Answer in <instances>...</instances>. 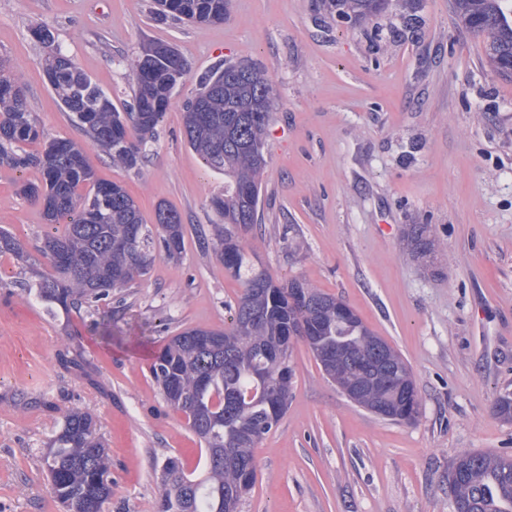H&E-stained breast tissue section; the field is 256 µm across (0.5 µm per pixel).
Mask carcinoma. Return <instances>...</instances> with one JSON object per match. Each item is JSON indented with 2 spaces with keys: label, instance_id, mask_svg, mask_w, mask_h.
Listing matches in <instances>:
<instances>
[{
  "label": "carcinoma",
  "instance_id": "obj_1",
  "mask_svg": "<svg viewBox=\"0 0 512 512\" xmlns=\"http://www.w3.org/2000/svg\"><path fill=\"white\" fill-rule=\"evenodd\" d=\"M330 8L365 17L388 8L389 0H325ZM228 0H169V13L195 23H220ZM464 24L477 27L486 40L494 71L512 79V0H453ZM44 60L49 86L69 117L112 159L137 167L155 127L171 104L177 81L188 73L180 56L143 48L134 64L138 87L129 112H120L112 98L84 74L53 42ZM201 91L186 104L184 132L189 146L212 168L224 172V196L212 203L224 223L198 232L202 250L210 251L224 270L238 280L242 293L232 306L224 331L190 328L162 346L150 374L164 401L181 412L206 452L201 478L185 474L179 462L166 461L159 474L162 500L175 499L181 512H217L219 500H240L255 481H243L242 465L256 466L252 448L277 427L288 406L293 369L289 351L276 357L285 336L309 338L313 353L334 350L349 359L335 379L342 390L356 393L358 404L378 407L391 421H411L419 413L420 396L402 356L388 347L379 360L373 341L379 340L359 315L343 301L306 282H282L255 263L244 237L259 216L261 177L266 167L265 143L274 98L270 80L256 64H226L202 78ZM22 143H39L27 152ZM0 165L23 172L40 170V183H24V196L42 202L50 225L36 250L52 272H33L28 279L0 276V288L16 284L53 313L88 309L114 292H122L144 277L159 256L175 258L184 247L180 214L156 209L154 224H146L126 190L112 182L93 181L84 149L69 140H44L27 105L24 87L0 61ZM88 193H81L86 185ZM416 254L430 256L432 230L415 225L409 232ZM23 259L24 244L0 229V256ZM222 337L212 350L199 342L204 334ZM251 437L241 439L237 425ZM52 476L51 494L67 512H90L97 496L98 512L112 500V464L97 422L87 411L70 410L43 456ZM462 468L458 494L465 512H512V456L467 453L449 468Z\"/></svg>",
  "mask_w": 512,
  "mask_h": 512
}]
</instances>
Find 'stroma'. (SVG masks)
Segmentation results:
<instances>
[{"instance_id":"35a3bbf8","label":"stroma","mask_w":512,"mask_h":512,"mask_svg":"<svg viewBox=\"0 0 512 512\" xmlns=\"http://www.w3.org/2000/svg\"><path fill=\"white\" fill-rule=\"evenodd\" d=\"M153 0H0V58L26 89L49 139L83 146L95 178L124 186L145 223L158 205L186 226L184 250L159 257L121 300L46 310L0 288V512H63L43 453L64 412L92 413L112 459L110 512H161L167 459L204 473V449L166 404L150 366L188 328L221 330L242 292L199 228L223 223L211 199L224 174L188 145L184 103L199 78L252 62L274 88L256 229L247 245L283 280L342 299L410 367L418 417L395 422L355 404L295 340L288 409L254 449L255 486L240 512H454L448 469L461 455H512V81L452 0H392L363 19L320 0H229L215 24L158 18ZM42 24L77 67L125 110L143 46L173 47L189 73L143 161L112 164L45 81ZM39 170L0 166V227L27 249L46 230L19 186ZM433 230L415 257L407 232ZM112 319L111 335L96 321ZM83 371L65 368L63 351Z\"/></svg>"}]
</instances>
